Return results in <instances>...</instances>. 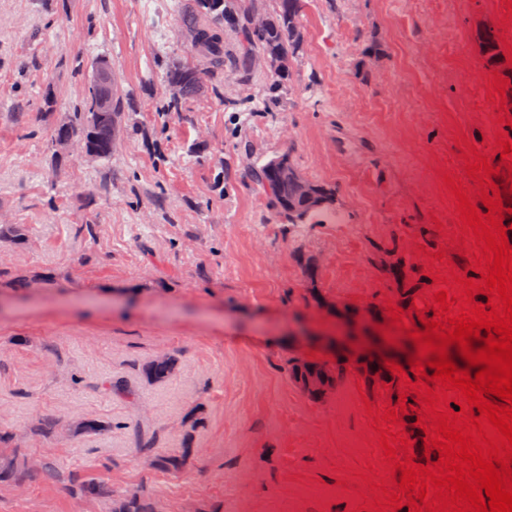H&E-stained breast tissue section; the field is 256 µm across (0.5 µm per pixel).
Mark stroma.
Masks as SVG:
<instances>
[{
  "label": "stroma",
  "mask_w": 512,
  "mask_h": 512,
  "mask_svg": "<svg viewBox=\"0 0 512 512\" xmlns=\"http://www.w3.org/2000/svg\"><path fill=\"white\" fill-rule=\"evenodd\" d=\"M193 2L0 0V225L28 230L24 244L0 242V426L29 458L95 474L116 495L141 491L161 512H369L387 464L373 416L384 397L351 376L311 402L285 363L320 351L296 332L331 330L344 306L411 345L388 309L393 283L380 267L390 257L374 243L398 239L406 261L441 276L412 328L434 320L438 289L474 279V236L444 180L481 206L466 166L479 155L497 164L506 125L473 33L491 24L512 49V9L304 0V47L278 78L243 71L227 29L222 69L166 113L169 65L196 57L181 22ZM101 57L127 101L105 165L51 143ZM280 153L335 188L342 223L273 219L254 171ZM162 353L179 355L176 376L141 383L138 365ZM110 374L137 383L138 396L98 390ZM193 412L203 419L194 430ZM45 414L113 430L45 438L32 430ZM136 426L169 450L191 445L184 470L147 465ZM0 512L105 506L33 474L0 485Z\"/></svg>",
  "instance_id": "obj_1"
}]
</instances>
